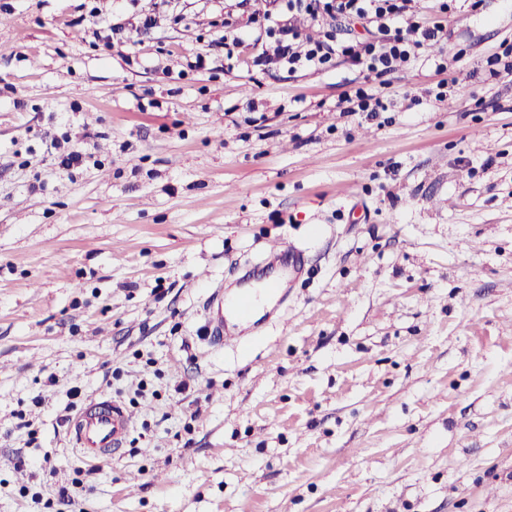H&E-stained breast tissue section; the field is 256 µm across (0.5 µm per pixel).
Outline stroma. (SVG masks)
Segmentation results:
<instances>
[{
	"instance_id": "35a3bbf8",
	"label": "stroma",
	"mask_w": 512,
	"mask_h": 512,
	"mask_svg": "<svg viewBox=\"0 0 512 512\" xmlns=\"http://www.w3.org/2000/svg\"><path fill=\"white\" fill-rule=\"evenodd\" d=\"M124 13L157 24L93 48ZM510 37L512 0H459L390 86L416 105L367 121L344 64L254 68L237 0H0V512L80 467L74 386L135 424L71 512H512V76L485 71ZM65 133L94 155L71 175ZM274 241L301 259L285 302L208 345L209 290ZM47 450L55 475L18 469ZM241 41L240 32L237 27V21L224 19V34L211 41L210 46L216 45L224 48L223 70L226 74L233 72L238 57L235 55V48ZM125 29V23H112V20L101 24L100 27L92 31L94 45L103 51L111 50L114 43H122V35Z\"/></svg>"
}]
</instances>
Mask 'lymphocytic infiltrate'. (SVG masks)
Listing matches in <instances>:
<instances>
[{"mask_svg": "<svg viewBox=\"0 0 512 512\" xmlns=\"http://www.w3.org/2000/svg\"><path fill=\"white\" fill-rule=\"evenodd\" d=\"M457 0H259L251 14L263 32L253 57L261 70L331 69L349 65L355 77L340 99L344 112L368 119L398 109L386 89L399 64L413 63L430 45L448 38V20ZM319 25L320 40L304 39L296 16ZM360 24L364 32L349 36L335 21Z\"/></svg>", "mask_w": 512, "mask_h": 512, "instance_id": "f902f5d3", "label": "lymphocytic infiltrate"}]
</instances>
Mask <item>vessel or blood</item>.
<instances>
[{
	"instance_id": "obj_1",
	"label": "vessel or blood",
	"mask_w": 512,
	"mask_h": 512,
	"mask_svg": "<svg viewBox=\"0 0 512 512\" xmlns=\"http://www.w3.org/2000/svg\"><path fill=\"white\" fill-rule=\"evenodd\" d=\"M205 341L215 347L236 343L237 337L226 328L225 314H247V299H240L233 306H225L223 289H214L204 305ZM134 425V418L127 406L105 394L89 396L69 423L72 443L79 456L95 463L119 451Z\"/></svg>"
}]
</instances>
